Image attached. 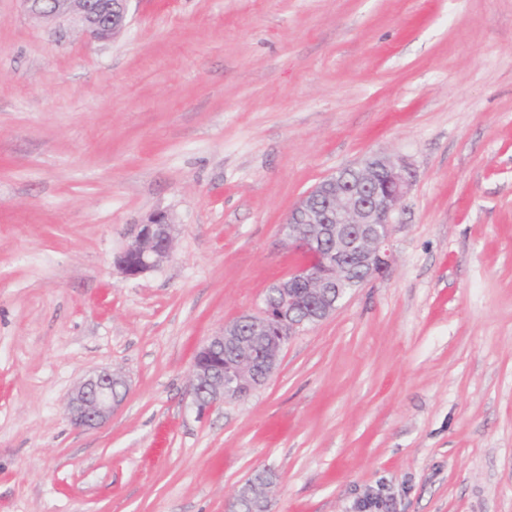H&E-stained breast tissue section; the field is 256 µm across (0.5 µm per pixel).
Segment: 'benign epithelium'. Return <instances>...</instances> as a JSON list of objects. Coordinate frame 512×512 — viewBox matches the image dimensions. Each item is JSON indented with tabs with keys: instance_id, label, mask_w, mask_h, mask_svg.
<instances>
[{
	"instance_id": "1",
	"label": "benign epithelium",
	"mask_w": 512,
	"mask_h": 512,
	"mask_svg": "<svg viewBox=\"0 0 512 512\" xmlns=\"http://www.w3.org/2000/svg\"><path fill=\"white\" fill-rule=\"evenodd\" d=\"M35 16L77 18L91 37L104 40L125 26L130 0H21ZM355 180L338 173L303 194L289 210L281 232L294 251L312 255L275 288L277 303L245 314L224 325L196 351L193 398L200 414L228 401L243 399L273 374L282 348L301 329L336 312L346 292L384 273L394 260L391 237L395 214L412 185L404 163L375 154L350 168ZM328 198L325 208L310 206L311 192ZM174 225L156 212L128 241L117 264L124 276L135 278L160 267L173 249ZM233 350L224 360V349ZM129 393L124 378L108 370L83 379L71 392L67 414L75 427L103 426Z\"/></svg>"
}]
</instances>
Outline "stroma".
<instances>
[{
    "label": "stroma",
    "instance_id": "1",
    "mask_svg": "<svg viewBox=\"0 0 512 512\" xmlns=\"http://www.w3.org/2000/svg\"><path fill=\"white\" fill-rule=\"evenodd\" d=\"M395 260L198 416V347L297 261L290 208L374 153ZM171 258L115 259L154 212ZM128 381L96 430L66 414ZM512 512V0H131L90 40L0 0V512ZM117 387L121 391L116 390ZM129 393L124 378L104 370L83 379L71 392L67 414L75 427L94 430L103 426Z\"/></svg>",
    "mask_w": 512,
    "mask_h": 512
}]
</instances>
